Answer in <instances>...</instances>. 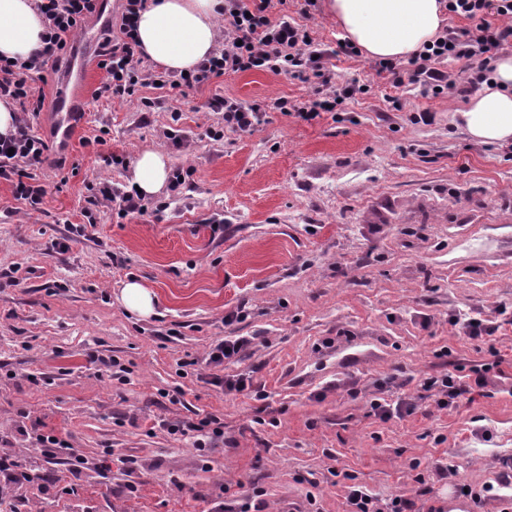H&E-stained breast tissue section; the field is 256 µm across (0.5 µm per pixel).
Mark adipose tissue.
<instances>
[{
    "instance_id": "adipose-tissue-1",
    "label": "adipose tissue",
    "mask_w": 512,
    "mask_h": 512,
    "mask_svg": "<svg viewBox=\"0 0 512 512\" xmlns=\"http://www.w3.org/2000/svg\"><path fill=\"white\" fill-rule=\"evenodd\" d=\"M346 39L370 58L405 61L431 41L444 24L439 0H328ZM224 0H149L137 19L143 52L163 70L192 71L215 50ZM44 25L32 0H0V57L27 60L43 46ZM476 142H512V54L499 56L488 83L460 110ZM166 156L147 150L136 159L130 183L142 196L167 185Z\"/></svg>"
}]
</instances>
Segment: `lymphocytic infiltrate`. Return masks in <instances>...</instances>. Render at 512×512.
Wrapping results in <instances>:
<instances>
[{"label": "lymphocytic infiltrate", "mask_w": 512, "mask_h": 512, "mask_svg": "<svg viewBox=\"0 0 512 512\" xmlns=\"http://www.w3.org/2000/svg\"><path fill=\"white\" fill-rule=\"evenodd\" d=\"M147 0H123L119 32L104 36L96 49L98 66L106 73L104 88L113 96H133L138 88L161 86L171 90L202 86L212 80L247 71H284L311 84L304 102L277 99L273 107L283 114H295L310 122L321 114L366 94L360 80L341 84L335 73L319 60L310 30L303 25L312 0H305L300 18L274 15L275 6L286 0H224V46L196 69L179 75L159 74L146 69L141 45L135 37L134 19ZM451 16L464 19L465 27L446 28L414 54L410 71L400 64L382 60L375 63L378 77L416 85L422 96H468L490 80L496 53L512 43V0H444ZM45 22L44 47L25 61L0 58V98L18 102L23 115L15 132L0 137V180L12 183L17 199L30 206L42 204L44 186L27 181L28 168L43 163L47 142L34 130L29 113L42 112L45 96L41 88L47 74L57 73L63 59L74 52V37L85 22L102 11V0H35ZM460 63L457 76L443 71L445 62Z\"/></svg>", "instance_id": "lymphocytic-infiltrate-1"}]
</instances>
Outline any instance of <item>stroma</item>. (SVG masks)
<instances>
[{"mask_svg": "<svg viewBox=\"0 0 512 512\" xmlns=\"http://www.w3.org/2000/svg\"><path fill=\"white\" fill-rule=\"evenodd\" d=\"M336 79L365 95L306 123L273 110L308 89L248 71L124 99L80 88L82 130L58 150L51 116L32 122L49 151L41 205L0 181V454L37 471L36 434L68 439L36 483H0L19 512H344L348 480L414 512H502L462 497L495 483L512 455V145L472 142L463 98L426 99L336 56L325 5L307 21ZM266 106L248 132L224 127L215 97ZM431 112V123L416 122ZM163 151L181 185L120 215L105 188L129 190L139 153ZM114 163H104L105 155ZM140 279L147 318L119 299ZM492 316L473 340L453 317ZM238 360L206 364L223 340ZM112 358L98 370L90 354ZM500 377L450 408L427 379ZM243 376L237 392L226 380ZM416 403L388 421L375 399ZM208 414L223 436L173 435ZM424 482H417V475Z\"/></svg>", "mask_w": 512, "mask_h": 512, "instance_id": "1", "label": "stroma"}]
</instances>
